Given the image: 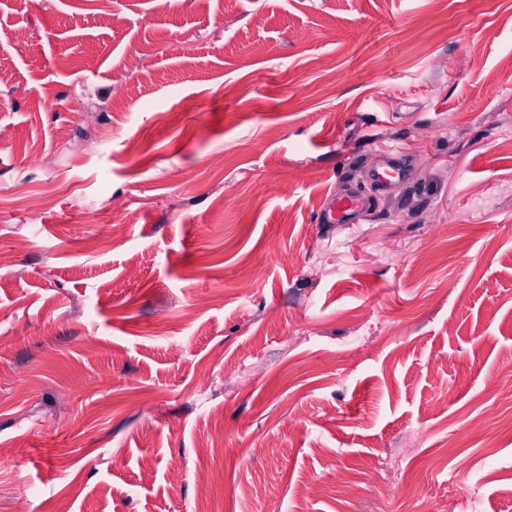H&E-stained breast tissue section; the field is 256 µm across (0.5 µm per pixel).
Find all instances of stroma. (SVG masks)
<instances>
[{
	"label": "stroma",
	"instance_id": "35a3bbf8",
	"mask_svg": "<svg viewBox=\"0 0 512 512\" xmlns=\"http://www.w3.org/2000/svg\"><path fill=\"white\" fill-rule=\"evenodd\" d=\"M0 70V512H512V0H0ZM406 165L402 158L389 157L374 170V180L381 185L400 182L405 179ZM368 200L360 193H350L330 199L321 210L325 224H348L359 211L365 209Z\"/></svg>",
	"mask_w": 512,
	"mask_h": 512
}]
</instances>
